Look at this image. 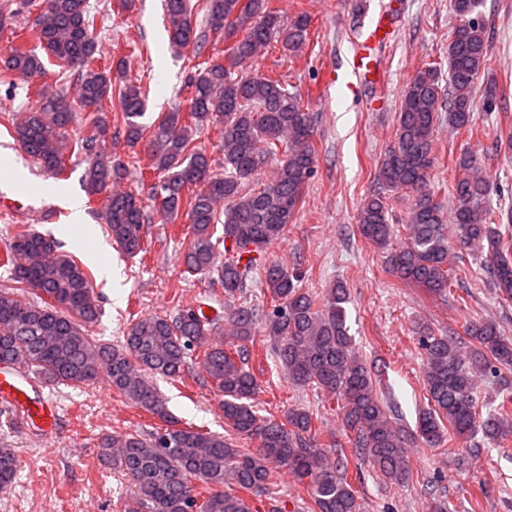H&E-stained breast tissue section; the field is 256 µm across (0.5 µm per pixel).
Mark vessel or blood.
<instances>
[{
  "mask_svg": "<svg viewBox=\"0 0 512 512\" xmlns=\"http://www.w3.org/2000/svg\"><path fill=\"white\" fill-rule=\"evenodd\" d=\"M396 20L389 10L380 11L364 28L349 60L356 85L378 88L387 81L383 54L395 33ZM39 383L30 373L0 372V405L11 409L27 426L45 434L54 433L59 418L56 401L38 392Z\"/></svg>",
  "mask_w": 512,
  "mask_h": 512,
  "instance_id": "b4317fda",
  "label": "vessel or blood"
}]
</instances>
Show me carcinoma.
<instances>
[{
    "mask_svg": "<svg viewBox=\"0 0 512 512\" xmlns=\"http://www.w3.org/2000/svg\"><path fill=\"white\" fill-rule=\"evenodd\" d=\"M32 6L33 0H19L17 8L0 11V34L11 35L0 52V80L45 77L47 57L74 73L76 97H69L63 83L37 87L28 112L12 121L14 140L60 178L71 152L67 129L84 113L77 149L88 157L87 193L102 196L101 219L112 241L134 258L144 252L149 216L137 194L120 189L127 166L103 151L112 137L103 110L109 103L110 111L121 114L128 144L148 139L156 215L171 224L185 213L190 233L185 273L200 276L207 290L195 307L145 315L123 342H101L88 330L98 318L90 274L54 239L20 228L0 253V267L38 300L0 289V363L30 370L51 384L79 387L99 378L167 422L153 377H180L195 359L221 395L224 422L257 442L254 449L239 448L222 436L175 424L145 434L102 436L100 463L136 488L126 512H253L251 497L258 495L269 501L271 512H280L270 482L274 463L288 467L306 489L305 512H363L355 485L363 483L364 473L357 467L348 475L344 453L328 463L325 450L310 441V411L291 408L275 418L255 409L260 386L248 367V346L259 332L294 387H311L337 405L354 456L391 484L414 479L404 451L412 440L430 448L446 445L451 457L457 443L478 456L487 443L503 446L512 440V387L503 376L512 370V336L496 322L468 320L462 336L417 329L427 408L419 413L415 434L408 435L379 397L380 381L349 334L348 288L335 282L321 294L312 292L301 287L302 274L289 268L288 260H261L295 222L318 148L314 113L300 90L249 66L275 42L288 55H298L309 41V14L285 22L269 0H166L169 49L192 63L187 108L166 112L146 127L138 119L148 92L128 76L124 60L105 55L98 14L87 0H51L34 21L17 25L16 18ZM449 7L459 24L448 40V89L442 88L435 61L407 82L394 143L375 166L379 190L361 204L357 230L386 251L389 272L405 284L446 298L460 281L461 268L451 266L450 258L468 255L477 266L475 277L487 279L501 301L512 302V211L493 206L481 160L467 153L456 159L450 212L430 188L438 126L446 120L458 133L478 132L475 88L488 62L483 0H449ZM212 36L229 42L224 64L204 57ZM211 125L220 127L222 173L196 143V135ZM273 162L272 175L255 182ZM402 191L411 205L400 226L390 223V198ZM255 272L266 304L235 303ZM216 288L224 290L222 317L204 311ZM220 324L231 336L227 344L212 339ZM482 382L497 388L499 401L476 397ZM18 471L16 454L1 445L0 488ZM198 483L206 488L197 489Z\"/></svg>",
    "mask_w": 512,
    "mask_h": 512,
    "instance_id": "carcinoma-1",
    "label": "carcinoma"
}]
</instances>
